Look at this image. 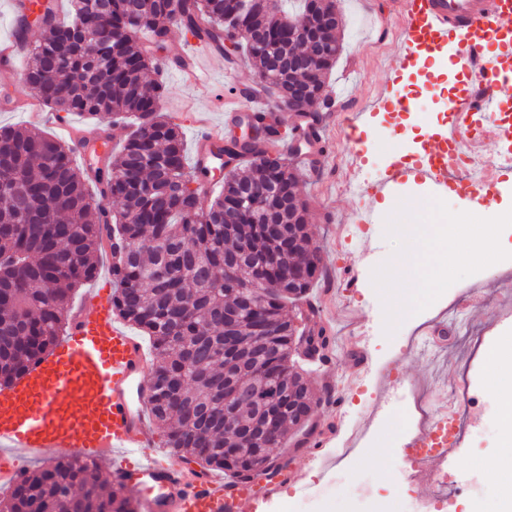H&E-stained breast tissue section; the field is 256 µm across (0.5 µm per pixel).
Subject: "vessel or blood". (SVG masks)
<instances>
[{
	"label": "vessel or blood",
	"mask_w": 512,
	"mask_h": 512,
	"mask_svg": "<svg viewBox=\"0 0 512 512\" xmlns=\"http://www.w3.org/2000/svg\"><path fill=\"white\" fill-rule=\"evenodd\" d=\"M399 17L395 59L433 54L456 40L452 65L461 86L448 99V121L430 138L429 147L413 162H394L370 183L367 193L382 197L400 186L420 182L439 195L455 191L465 200L487 204L502 183L503 168L489 167L480 181L464 184L448 163L452 150L464 147L475 159L486 156L487 144L512 136L500 117L512 101V63L486 54L489 45L512 46V0H395ZM208 61L183 51L171 62L187 83L209 93L205 65L224 66V52L214 42L196 39ZM241 103L225 107L216 126L201 123L194 165L210 168L223 161L224 140L236 129ZM341 125L350 147L349 175L365 164L359 147L360 123L353 113H328ZM72 146L86 168H93L112 149L111 141L72 131ZM111 271L77 307L70 328L42 362L14 385L0 388V489L11 488L31 458L70 455L114 459L117 484L138 492L143 512H257L277 498L285 475L258 473L244 482L211 472L191 475L152 451L147 374L150 358L142 341L112 317ZM449 463L438 448L413 465L411 476L428 483Z\"/></svg>",
	"instance_id": "vessel-or-blood-1"
}]
</instances>
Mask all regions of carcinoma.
<instances>
[{
    "label": "carcinoma",
    "instance_id": "carcinoma-1",
    "mask_svg": "<svg viewBox=\"0 0 512 512\" xmlns=\"http://www.w3.org/2000/svg\"><path fill=\"white\" fill-rule=\"evenodd\" d=\"M71 0L69 19L36 17L41 37L26 49L23 81L56 112L108 126L131 123L97 192L72 149L36 128H0V387L48 357L71 310L72 291L95 280L108 238L126 244L112 264V314L152 342L151 416L165 445L205 470L233 477L269 462L301 428L315 396L296 345L330 337L308 332L288 312L324 273L297 190V168L276 151L273 120L224 141L215 196L199 202L190 185L211 171L189 166L181 126L162 112L164 84L147 78L151 58L137 46L159 41L178 21L231 42L285 108H329L326 78L336 64L342 17L336 0H303L288 14L279 0ZM329 17L315 57L311 12ZM262 287L263 293H255ZM96 461L53 459L22 475L0 512H139Z\"/></svg>",
    "mask_w": 512,
    "mask_h": 512
}]
</instances>
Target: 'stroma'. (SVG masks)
Instances as JSON below:
<instances>
[{
    "mask_svg": "<svg viewBox=\"0 0 512 512\" xmlns=\"http://www.w3.org/2000/svg\"><path fill=\"white\" fill-rule=\"evenodd\" d=\"M336 4L342 12L344 28L341 52L327 78L328 91L334 96L338 111L368 115L369 131L363 134L361 147L370 156L364 171L372 179L389 164L387 141L396 140L399 151L415 157L427 146L422 126L428 125L437 131L445 123L448 98L459 85L450 64L455 50L447 48L438 60L414 59L412 73L399 71L393 66L399 21L391 11L390 0H336ZM187 47L184 30L174 23L162 46L153 48L151 56L158 68L159 80L167 87L164 111L181 125L186 148L191 151L195 148L199 113L206 112L220 119L224 110L198 98L195 89L183 81L180 74L168 70L170 57ZM384 85L396 95L409 88L420 89L416 111L397 116L389 106L371 110V102ZM326 131L333 141L332 153L324 158L321 166L311 169L301 164L297 167L298 190L309 203V231L313 242L323 252L327 270L326 278L311 288L309 298L313 304H325L326 294L335 288L338 274L343 267L354 263L361 264L365 281L356 291L336 299L330 321L335 336L333 360L327 365L313 366L312 387L320 394L327 385L335 384L337 372L351 361L350 347L355 336L365 332L370 335L369 343L364 346L368 371L360 386L346 393L347 410L370 406L379 395L391 391L399 378L409 380L427 400L438 405L443 398L442 386L454 384L462 373H469L484 407L475 411L473 418L479 438L462 447L454 467L462 472H477L480 457L498 450L497 400L487 389L485 378L488 359L497 349L496 339L512 336V323L494 321L496 310L512 306V265L489 269L477 278L462 279L461 296H474L475 302L462 323L438 321L432 324L431 329L436 333L432 348L438 356L437 364H430L426 357L402 348L403 338L420 317L409 316L400 322L393 335H385L382 298L370 279L375 267L393 256V245L385 235L388 213L379 208L377 199L351 190L346 175L347 142L336 126H327ZM367 209L374 210L375 220L366 227L363 237L348 242L338 235L337 225L350 223L354 212ZM366 242L371 249L365 256L361 249ZM489 292L498 298L496 308H488L483 301ZM469 325L485 330L487 344L477 349L467 347L464 339L465 328ZM400 453L397 444H390L382 463L365 459L364 476L360 481L336 486L317 481L320 450L307 444L297 447L290 443L275 451L276 457L288 458L298 475L299 482L289 486V494L296 496L317 489L329 500L331 512H346L351 501L368 498L384 488H394Z\"/></svg>",
    "mask_w": 512,
    "mask_h": 512,
    "instance_id": "1",
    "label": "stroma"
}]
</instances>
